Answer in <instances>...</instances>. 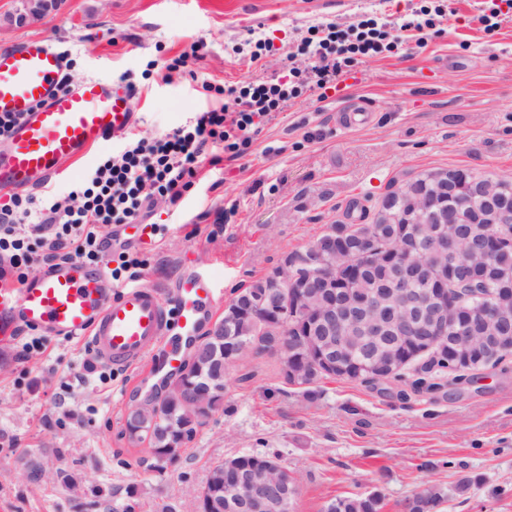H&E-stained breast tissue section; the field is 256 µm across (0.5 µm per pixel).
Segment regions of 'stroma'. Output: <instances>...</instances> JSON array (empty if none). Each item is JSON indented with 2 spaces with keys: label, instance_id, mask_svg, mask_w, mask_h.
Wrapping results in <instances>:
<instances>
[{
  "label": "stroma",
  "instance_id": "1",
  "mask_svg": "<svg viewBox=\"0 0 512 512\" xmlns=\"http://www.w3.org/2000/svg\"><path fill=\"white\" fill-rule=\"evenodd\" d=\"M22 8L0 0V50L49 38L68 51L74 82L128 74L146 138L204 108L202 82L289 81L312 27L374 21L388 32V49L353 57L335 87H300L246 154L203 168L177 204L156 201L154 241L138 251L141 282L163 301L207 272L222 317L236 290L422 175L512 179V23L487 31L476 20L506 0H57L19 25ZM439 11L447 24L429 25ZM410 19L423 42L402 30ZM198 42L200 59L166 69ZM363 105L369 118L355 123ZM31 339L0 354V512H196L209 467L241 454L275 456L297 477L294 512L372 491L382 512H400L427 486L443 495L440 512H512V359L434 393H412L407 379H328L312 400L276 356L251 353L225 371L223 411L157 470L125 420L164 382L145 366L101 365L85 339L25 349Z\"/></svg>",
  "mask_w": 512,
  "mask_h": 512
}]
</instances>
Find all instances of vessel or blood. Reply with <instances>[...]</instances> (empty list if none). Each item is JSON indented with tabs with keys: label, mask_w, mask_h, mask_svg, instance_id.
Listing matches in <instances>:
<instances>
[{
	"label": "vessel or blood",
	"mask_w": 512,
	"mask_h": 512,
	"mask_svg": "<svg viewBox=\"0 0 512 512\" xmlns=\"http://www.w3.org/2000/svg\"><path fill=\"white\" fill-rule=\"evenodd\" d=\"M65 74L64 57L50 40L0 52V113L22 116L0 153V190L32 187L38 174L51 179L134 125L137 101L126 88L88 77L63 93ZM105 283L101 267L72 260L45 267L21 287H0V345L35 329L89 339L101 362L134 368L173 339L189 343L213 310L205 273L184 279L169 307L155 289L130 286L114 296Z\"/></svg>",
	"instance_id": "b4317fda"
}]
</instances>
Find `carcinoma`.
<instances>
[{
	"label": "carcinoma",
	"mask_w": 512,
	"mask_h": 512,
	"mask_svg": "<svg viewBox=\"0 0 512 512\" xmlns=\"http://www.w3.org/2000/svg\"><path fill=\"white\" fill-rule=\"evenodd\" d=\"M419 196L431 197L438 205L419 212L411 220L399 217L408 201ZM512 198V181L493 180L475 176L462 169L427 174L410 183L405 189L387 194L380 208L370 221L364 224H332L328 235L333 237L336 251L324 260L325 269L335 270L336 288H343L351 301L358 306H369L391 287V270L396 262L397 241L404 234L415 230L425 237L435 239L438 244L448 240V225L440 223L445 211L463 209L468 223L461 228L485 236L491 248L490 267L486 272L487 285L483 295L464 303L460 308L461 323L467 327L477 324L474 313L503 301L512 309V223L505 224L500 218L501 200ZM368 243V251L358 252V245ZM278 268H273L264 277L249 287L237 291L232 301L224 308V336L243 331L249 334L253 351L257 354L274 352L275 336L269 325L258 316H246L241 311L249 303L266 293L276 282ZM325 305L321 297L314 298L312 309L304 322L293 319V309L283 303V318L288 320V340L301 347L292 354H280L278 360L284 380L293 385L306 387V394L314 397L317 392L312 386L327 378L359 381L373 384L378 381L376 371L361 358H345L333 370L314 369L308 365L311 359L309 348L320 343L323 332L316 315ZM483 344L479 349L481 357L472 359L462 371L449 369L455 359L456 348L449 341L439 349L419 354L416 338H402L396 350L407 358L403 369L393 375L400 379L405 371H414L411 387L416 393L435 392L450 381L465 377L464 371H479L495 367L512 356V349L494 355L490 353L494 344L493 334L480 332ZM185 377L173 379L165 392L164 408L160 413L149 409L129 411L126 416V433L130 440L148 443L150 453L158 448H169L182 454L191 443L201 425L196 407L183 403L182 395ZM258 463L269 467L268 479L292 484L293 475L283 468L272 456L241 455L228 457L214 463L210 471L215 472L230 464L251 467ZM442 502L440 494L427 487L415 493L403 504V512H437ZM382 497L377 492L353 494L340 497L329 504V512H380Z\"/></svg>",
	"instance_id": "carcinoma-1"
}]
</instances>
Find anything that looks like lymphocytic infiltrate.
<instances>
[{
	"instance_id": "1",
	"label": "lymphocytic infiltrate",
	"mask_w": 512,
	"mask_h": 512,
	"mask_svg": "<svg viewBox=\"0 0 512 512\" xmlns=\"http://www.w3.org/2000/svg\"><path fill=\"white\" fill-rule=\"evenodd\" d=\"M321 32L322 39L308 46L304 67L292 68L291 75L323 88L341 74L342 63L336 57V24ZM201 88L223 94V104L207 106L187 125L158 137L126 133L120 152L99 158L66 195L53 189L37 198L11 193L0 206V283L11 275L24 280L27 270L57 261L99 264L108 247L102 228L141 222L160 198L178 203L203 165L241 157L296 95L281 82L259 81L240 91L205 81Z\"/></svg>"
}]
</instances>
